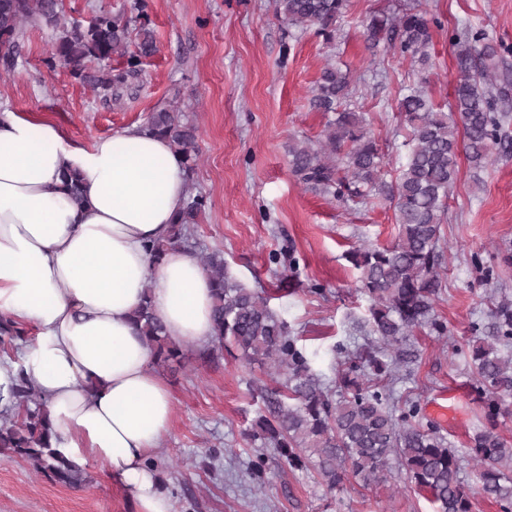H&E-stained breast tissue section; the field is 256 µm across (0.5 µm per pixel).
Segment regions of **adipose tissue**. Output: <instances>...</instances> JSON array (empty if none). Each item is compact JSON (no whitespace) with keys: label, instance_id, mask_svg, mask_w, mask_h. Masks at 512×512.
Masks as SVG:
<instances>
[{"label":"adipose tissue","instance_id":"ef3b65f1","mask_svg":"<svg viewBox=\"0 0 512 512\" xmlns=\"http://www.w3.org/2000/svg\"><path fill=\"white\" fill-rule=\"evenodd\" d=\"M68 168L83 179L80 198L62 186ZM187 195L181 158L142 127L72 149L53 123L0 111V316L36 332L17 359L0 358V410L26 371L57 448L80 465L105 461L131 488L133 512H172L148 459L174 398L131 314L147 299L173 341L214 336L202 266L179 249L159 261L148 251Z\"/></svg>","mask_w":512,"mask_h":512}]
</instances>
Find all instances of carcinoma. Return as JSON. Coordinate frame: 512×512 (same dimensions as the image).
I'll return each instance as SVG.
<instances>
[{"instance_id":"obj_1","label":"carcinoma","mask_w":512,"mask_h":512,"mask_svg":"<svg viewBox=\"0 0 512 512\" xmlns=\"http://www.w3.org/2000/svg\"><path fill=\"white\" fill-rule=\"evenodd\" d=\"M348 6L349 0H275L276 14L288 25L316 28L330 48L336 43V22ZM144 8V0H134L133 18L100 10L81 25L64 20L60 0H0V50L13 52L25 24L43 25L56 33L53 55L76 78L116 96L128 78L139 74L142 59L156 51L153 34L145 27L134 49H129L130 25L143 16ZM434 24L417 4L400 14L373 13L363 34L368 48L382 45L425 72ZM452 43L458 77L451 112L439 111L420 89L409 90L398 101L408 136L406 161L394 182L384 179V156L364 117L347 108L353 76L334 65L322 70L311 98L313 108L333 114L323 138L315 147L300 141L291 150L293 172L304 184L338 200L385 192L394 204L396 241L383 247L356 246L347 253L359 272L358 291L370 302L366 324L377 344L356 351L336 346V386L323 382L313 367L315 354L298 346L270 298L229 276L219 250L198 256L213 291L215 337L210 346L196 354L191 346L171 341L146 299L134 312V321L159 367L171 361L182 366L195 354L213 359L226 351L263 369L270 383L250 385L264 409L248 437L272 449L292 469L315 470L329 489L350 474L367 485L385 484L396 461L410 488L429 494L438 512H472L477 495L501 512H512V444L496 432L498 418L512 406V352L498 348L512 344V301L503 299L491 310L494 342L475 347L471 356L476 400L490 424L469 442L473 485H465L461 478L463 458L457 451L417 421V405H391L390 388L376 380L384 369L379 345L399 346L423 326L442 336L448 332L431 311L440 288V229L457 174L458 130H463L467 159L479 169L501 143L504 109L512 105V71L501 66L484 35L464 30L453 34ZM115 55L126 57L125 69L116 74L111 66ZM144 129L165 138L192 174L196 128L184 112L177 107L154 112ZM204 206V196L190 198L168 236L150 247L155 260L172 249L190 247L192 226ZM53 435L34 382L19 372L14 404L0 413V460L21 458L55 483L82 486L86 470L52 447ZM264 462L259 454L247 463L249 474L261 485L266 483Z\"/></svg>"}]
</instances>
